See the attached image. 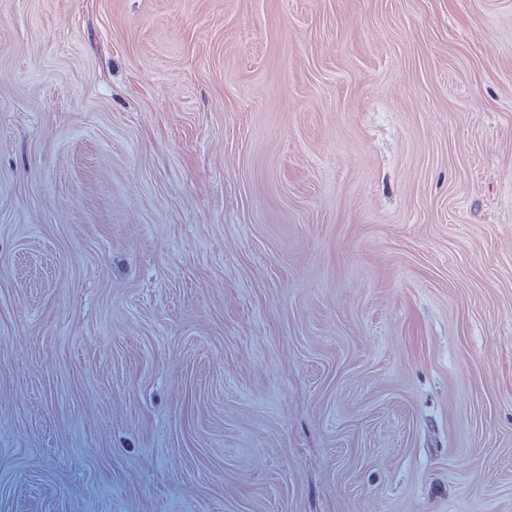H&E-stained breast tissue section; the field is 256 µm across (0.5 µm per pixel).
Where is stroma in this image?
Instances as JSON below:
<instances>
[{
	"instance_id": "stroma-1",
	"label": "stroma",
	"mask_w": 512,
	"mask_h": 512,
	"mask_svg": "<svg viewBox=\"0 0 512 512\" xmlns=\"http://www.w3.org/2000/svg\"><path fill=\"white\" fill-rule=\"evenodd\" d=\"M0 512H512V0H0Z\"/></svg>"
}]
</instances>
